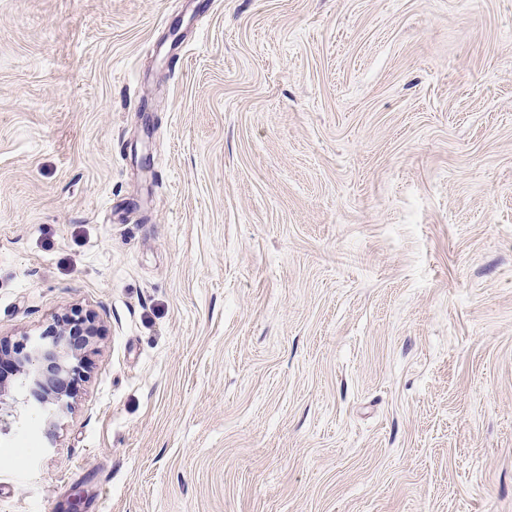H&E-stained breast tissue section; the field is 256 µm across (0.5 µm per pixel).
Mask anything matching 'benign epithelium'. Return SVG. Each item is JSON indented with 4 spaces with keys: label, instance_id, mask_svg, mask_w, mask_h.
Instances as JSON below:
<instances>
[{
    "label": "benign epithelium",
    "instance_id": "1",
    "mask_svg": "<svg viewBox=\"0 0 512 512\" xmlns=\"http://www.w3.org/2000/svg\"><path fill=\"white\" fill-rule=\"evenodd\" d=\"M97 334L95 320L76 311L49 324L36 336L11 342L0 341V365L10 366L9 374L22 378V400L8 398L0 377V434L11 429L18 418L17 404L32 412L51 415L70 395V381L80 375L81 365L73 364L85 350L89 338Z\"/></svg>",
    "mask_w": 512,
    "mask_h": 512
}]
</instances>
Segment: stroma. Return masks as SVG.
<instances>
[{"instance_id": "35a3bbf8", "label": "stroma", "mask_w": 512, "mask_h": 512, "mask_svg": "<svg viewBox=\"0 0 512 512\" xmlns=\"http://www.w3.org/2000/svg\"><path fill=\"white\" fill-rule=\"evenodd\" d=\"M73 310L0 512H512V0H0V338Z\"/></svg>"}]
</instances>
